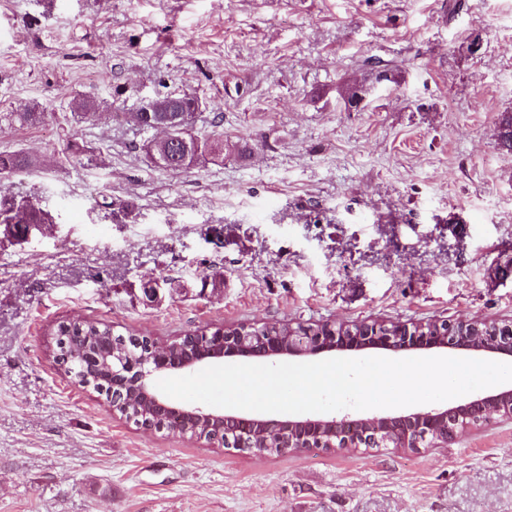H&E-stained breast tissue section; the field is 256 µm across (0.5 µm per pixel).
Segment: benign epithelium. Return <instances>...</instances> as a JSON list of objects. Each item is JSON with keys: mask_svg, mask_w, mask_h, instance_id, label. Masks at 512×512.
Wrapping results in <instances>:
<instances>
[{"mask_svg": "<svg viewBox=\"0 0 512 512\" xmlns=\"http://www.w3.org/2000/svg\"><path fill=\"white\" fill-rule=\"evenodd\" d=\"M495 326L497 336L489 342L450 337L451 331L458 326L456 320H446L444 324H405L380 322L376 325L365 324L362 331L346 336L330 327L308 331L300 342H288V346L269 343L262 336L249 333L246 326L222 330V335L214 337L216 347L208 352L188 355L180 360L170 357L169 345L157 344L153 355L139 363L113 360V367L128 366L133 374L134 385L151 401L155 412L161 417L205 419L220 427H227L242 419V416L217 410H204L200 407L178 405L166 396L159 394L153 385L156 376L168 372H191L207 364L218 363L226 357L252 356L274 359L283 355L316 356L331 351H361L365 349L382 350H431L448 348L468 351L512 355V322L494 324L482 320H473L468 326L475 328L476 334H482L485 328ZM460 425L449 433H442L439 427L448 421V409H422L406 415H371L359 418H300L272 420L252 417L250 422L254 430L261 431L275 424L282 429L288 439V448H312L318 444L335 448H373L380 447L390 437H395L397 448L418 450L422 443L433 445L446 444L457 434L478 425L489 412L512 417V389H503L497 393L481 396L465 404L453 407ZM349 423L362 429V432L350 439L340 433V426Z\"/></svg>", "mask_w": 512, "mask_h": 512, "instance_id": "7a95c632", "label": "benign epithelium"}]
</instances>
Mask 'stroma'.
<instances>
[{
    "instance_id": "35a3bbf8",
    "label": "stroma",
    "mask_w": 512,
    "mask_h": 512,
    "mask_svg": "<svg viewBox=\"0 0 512 512\" xmlns=\"http://www.w3.org/2000/svg\"><path fill=\"white\" fill-rule=\"evenodd\" d=\"M183 92L228 148L170 173L128 115ZM76 98L106 109L77 121ZM507 109L512 0H0V151L49 161L0 196L50 217L0 242V512H512V419L417 451H238L113 414L52 336L512 321ZM496 149L512 153V111L501 112L496 124Z\"/></svg>"
}]
</instances>
